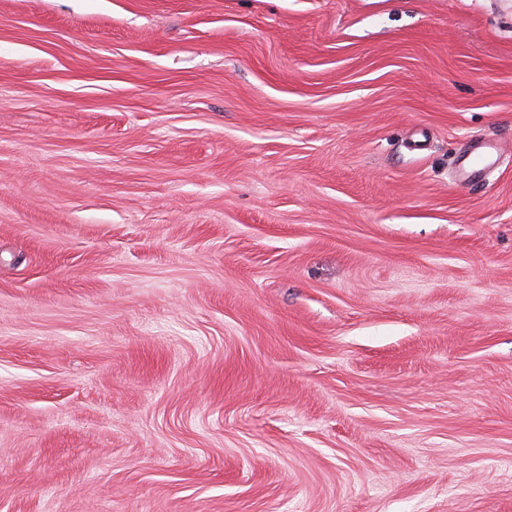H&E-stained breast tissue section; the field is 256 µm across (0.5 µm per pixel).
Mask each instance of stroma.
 I'll return each instance as SVG.
<instances>
[{
	"mask_svg": "<svg viewBox=\"0 0 512 512\" xmlns=\"http://www.w3.org/2000/svg\"><path fill=\"white\" fill-rule=\"evenodd\" d=\"M0 512H512V0H0ZM483 148H488V145L482 143L472 152L461 157L459 166L465 176H468L467 179H477L480 174L485 173L497 163L498 159L493 160L491 153Z\"/></svg>",
	"mask_w": 512,
	"mask_h": 512,
	"instance_id": "obj_1",
	"label": "stroma"
}]
</instances>
